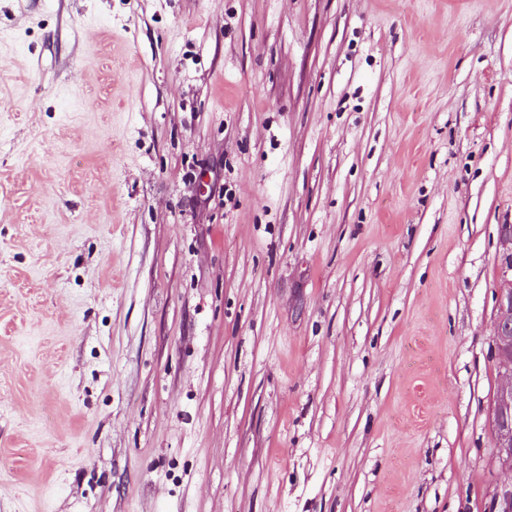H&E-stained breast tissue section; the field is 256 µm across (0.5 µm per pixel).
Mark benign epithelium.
<instances>
[{
  "label": "benign epithelium",
  "mask_w": 512,
  "mask_h": 512,
  "mask_svg": "<svg viewBox=\"0 0 512 512\" xmlns=\"http://www.w3.org/2000/svg\"><path fill=\"white\" fill-rule=\"evenodd\" d=\"M498 308L493 353L498 371L506 379L494 401L495 448L512 468V226H503L499 237Z\"/></svg>",
  "instance_id": "obj_1"
}]
</instances>
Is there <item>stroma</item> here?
<instances>
[{"label":"stroma","mask_w":512,"mask_h":512,"mask_svg":"<svg viewBox=\"0 0 512 512\" xmlns=\"http://www.w3.org/2000/svg\"><path fill=\"white\" fill-rule=\"evenodd\" d=\"M512 0H0V512H499Z\"/></svg>","instance_id":"obj_1"}]
</instances>
